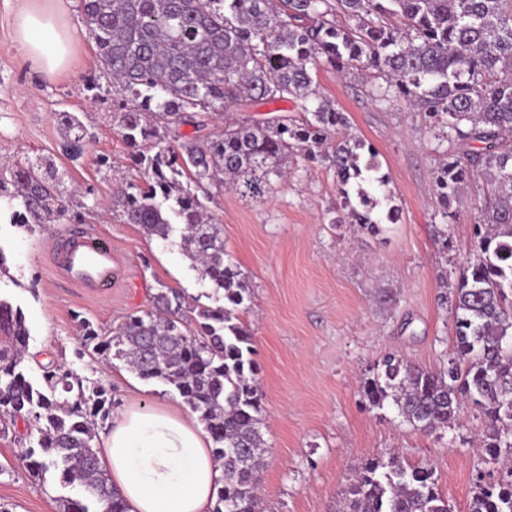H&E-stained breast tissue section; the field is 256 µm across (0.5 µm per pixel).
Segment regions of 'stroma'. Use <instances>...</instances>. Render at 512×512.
<instances>
[{"mask_svg": "<svg viewBox=\"0 0 512 512\" xmlns=\"http://www.w3.org/2000/svg\"><path fill=\"white\" fill-rule=\"evenodd\" d=\"M26 2L0 0V157L49 161L67 208L66 220L34 233L0 217L7 257L0 298L25 315L29 375L38 382L48 363L70 367L109 391L116 416L140 404L188 413L171 386L81 349L79 319L111 333L127 315L150 308L159 284L205 296L211 306L223 298L177 239L147 237L138 225L101 210L133 168L112 125L111 85L102 84L98 102L86 86L99 62L81 0H40L73 32L71 63L56 75L33 69L16 46L15 17ZM314 79L348 113L352 132L377 151L399 220L381 236L354 224L331 225L336 179L324 165L301 158L266 202L227 190L208 200L224 225V251L251 288L240 316L252 334L263 394L259 496L268 512H335L346 475L364 459L396 451L410 464L433 465L454 512H468L476 484L499 475L479 445V413L466 409L459 428L444 437L426 435L401 422L392 405L369 407L360 386L390 353L431 369L447 364L453 338L447 285L469 260L484 185L473 182L461 200L448 222V252L440 254L437 159L423 117L402 103L375 106L357 77L321 68ZM60 112L78 117L83 142L67 141ZM81 225L98 229L116 260L112 286L98 296L66 285L50 260L58 237ZM25 435L21 422L0 434V507L56 512L57 499L72 491L54 475L42 482L29 475L19 457Z\"/></svg>", "mask_w": 512, "mask_h": 512, "instance_id": "stroma-1", "label": "stroma"}]
</instances>
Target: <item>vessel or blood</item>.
Wrapping results in <instances>:
<instances>
[{
	"mask_svg": "<svg viewBox=\"0 0 512 512\" xmlns=\"http://www.w3.org/2000/svg\"><path fill=\"white\" fill-rule=\"evenodd\" d=\"M59 278L88 293H100L112 285L115 259L112 246L93 230L82 228L58 239Z\"/></svg>",
	"mask_w": 512,
	"mask_h": 512,
	"instance_id": "1",
	"label": "vessel or blood"
}]
</instances>
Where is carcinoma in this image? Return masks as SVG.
<instances>
[{"label": "carcinoma", "instance_id": "1", "mask_svg": "<svg viewBox=\"0 0 512 512\" xmlns=\"http://www.w3.org/2000/svg\"><path fill=\"white\" fill-rule=\"evenodd\" d=\"M100 74L123 101L112 125L129 148L141 182L112 195V211L149 237L180 231L183 254L223 291L224 304L200 303L161 286L152 307L133 314L115 334L80 322L82 346L116 356L143 380L172 386L199 414L224 469L212 512H264L262 394L250 330L236 314L249 288L224 261L222 224L203 199L205 184L260 201L288 177L300 153L333 170L340 202L331 224L374 233L395 223L390 203L353 182L387 185L378 153L350 133V120L326 97L312 71H358L379 107L405 103L424 115L439 155L435 188L448 247V210L478 176L487 192L473 226L475 249L449 286L455 336L448 367L433 371L389 355L362 385L372 407L391 403L402 421L427 434L456 427L467 403L480 411V441L503 476L478 485L469 512H512V0H82ZM285 101L303 114L241 117L224 129L173 146V126L196 132L223 112ZM68 137L85 129L57 114ZM368 159L362 160V150ZM46 161L0 166V205L10 223L33 229L67 216L60 185ZM29 329L21 308L0 299V422L21 419L36 444L21 449L30 475L59 474L80 498L57 499L58 512H124L94 446L95 427L112 412V397L88 387L62 365L27 375ZM338 512H453L432 465L411 466L391 452L368 458L347 477Z\"/></svg>", "mask_w": 512, "mask_h": 512}]
</instances>
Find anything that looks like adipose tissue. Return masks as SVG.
Masks as SVG:
<instances>
[{"instance_id":"adipose-tissue-1","label":"adipose tissue","mask_w":512,"mask_h":512,"mask_svg":"<svg viewBox=\"0 0 512 512\" xmlns=\"http://www.w3.org/2000/svg\"><path fill=\"white\" fill-rule=\"evenodd\" d=\"M15 42L41 72L64 71L70 62L72 34L55 14L20 10ZM104 446V465L125 512H206L224 480L208 437L177 411L128 408L114 420Z\"/></svg>"}]
</instances>
